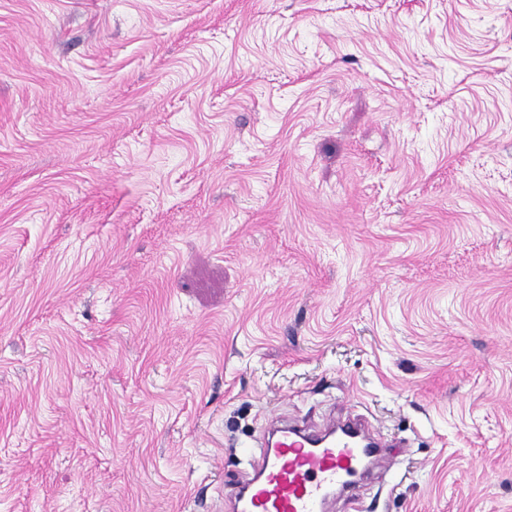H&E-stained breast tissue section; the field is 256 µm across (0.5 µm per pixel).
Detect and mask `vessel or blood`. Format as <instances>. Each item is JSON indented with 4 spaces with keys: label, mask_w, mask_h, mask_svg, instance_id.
I'll return each mask as SVG.
<instances>
[{
    "label": "vessel or blood",
    "mask_w": 512,
    "mask_h": 512,
    "mask_svg": "<svg viewBox=\"0 0 512 512\" xmlns=\"http://www.w3.org/2000/svg\"><path fill=\"white\" fill-rule=\"evenodd\" d=\"M358 419L348 417L324 435L273 427L253 453L256 472L229 497L235 512H326L336 490H348L361 460L378 467L383 444L354 447L351 434H363Z\"/></svg>",
    "instance_id": "b4317fda"
}]
</instances>
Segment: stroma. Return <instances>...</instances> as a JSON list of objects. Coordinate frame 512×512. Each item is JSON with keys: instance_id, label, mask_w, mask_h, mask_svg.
Listing matches in <instances>:
<instances>
[{"instance_id": "stroma-1", "label": "stroma", "mask_w": 512, "mask_h": 512, "mask_svg": "<svg viewBox=\"0 0 512 512\" xmlns=\"http://www.w3.org/2000/svg\"><path fill=\"white\" fill-rule=\"evenodd\" d=\"M350 411L359 512H512V0H0V512Z\"/></svg>"}]
</instances>
